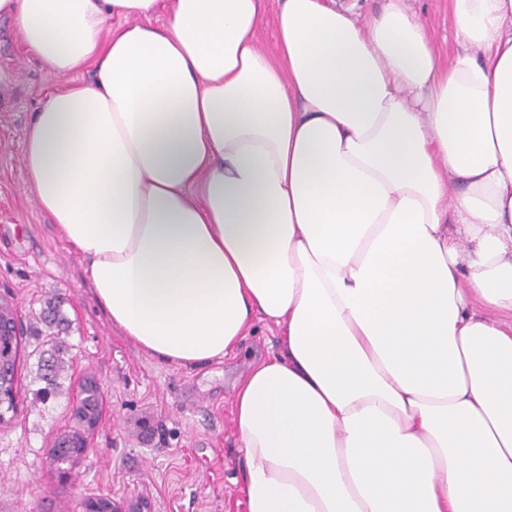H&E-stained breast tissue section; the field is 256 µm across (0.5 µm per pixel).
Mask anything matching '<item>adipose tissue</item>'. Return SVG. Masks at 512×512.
Listing matches in <instances>:
<instances>
[{
  "mask_svg": "<svg viewBox=\"0 0 512 512\" xmlns=\"http://www.w3.org/2000/svg\"><path fill=\"white\" fill-rule=\"evenodd\" d=\"M0 0L89 83L23 165L95 302L163 364L238 382L247 512H512V0ZM163 23H156V16ZM122 18L113 26V18ZM278 0H267L264 12L257 26V39L263 50L271 59L277 57L276 17L279 9ZM413 10L424 21L429 41L444 60L454 55L457 48V30L448 0H412Z\"/></svg>",
  "mask_w": 512,
  "mask_h": 512,
  "instance_id": "ef3b65f1",
  "label": "adipose tissue"
}]
</instances>
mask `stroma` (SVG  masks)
Returning <instances> with one entry per match:
<instances>
[{"mask_svg":"<svg viewBox=\"0 0 512 512\" xmlns=\"http://www.w3.org/2000/svg\"><path fill=\"white\" fill-rule=\"evenodd\" d=\"M411 5L439 56H453L457 30L448 0ZM0 68L13 74L0 92V295L23 324L39 325L45 301L54 298L70 321L65 370L48 400L36 396L42 386L36 341L24 338L17 410L0 424V512H83L84 500L97 494L146 498L148 512H247L233 398L251 365L276 352V327L255 321L237 353L187 369L159 363L112 326L92 298L81 257L26 182V130L55 81L3 20ZM88 374L101 385V420L87 455L62 475L47 451L73 426L79 384Z\"/></svg>","mask_w":512,"mask_h":512,"instance_id":"1","label":"stroma"}]
</instances>
